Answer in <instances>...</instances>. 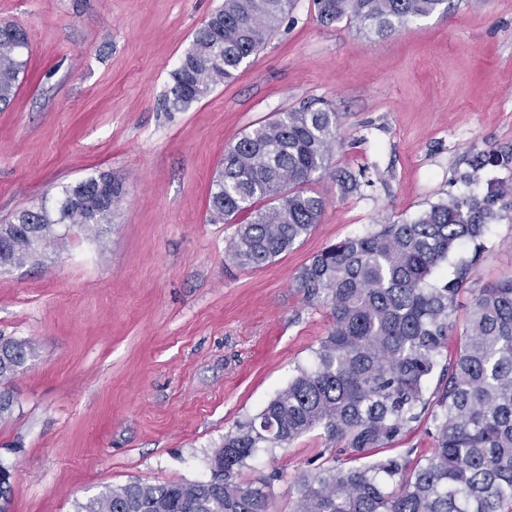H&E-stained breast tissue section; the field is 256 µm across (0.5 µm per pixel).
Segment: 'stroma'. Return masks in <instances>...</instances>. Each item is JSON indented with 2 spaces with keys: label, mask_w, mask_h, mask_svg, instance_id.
<instances>
[{
  "label": "stroma",
  "mask_w": 512,
  "mask_h": 512,
  "mask_svg": "<svg viewBox=\"0 0 512 512\" xmlns=\"http://www.w3.org/2000/svg\"><path fill=\"white\" fill-rule=\"evenodd\" d=\"M224 0H0L25 29L28 70L0 111V223L102 173L125 193L96 243L72 229L40 262L0 274V336L36 357L0 420L11 512H77L105 488L208 479L207 457L259 413L326 336L295 277L326 245L410 220L466 192L473 149L512 146V0H448L388 36L322 23L314 0L187 109L164 102L195 31ZM306 103L341 141L311 188L327 202L303 242L258 269L229 260L214 219L226 147ZM355 175L343 192L337 173ZM512 275V210L492 224L475 286ZM320 432L247 462L288 512L294 479L330 463Z\"/></svg>",
  "instance_id": "1"
}]
</instances>
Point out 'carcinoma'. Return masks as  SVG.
<instances>
[{"instance_id": "1", "label": "carcinoma", "mask_w": 512, "mask_h": 512, "mask_svg": "<svg viewBox=\"0 0 512 512\" xmlns=\"http://www.w3.org/2000/svg\"><path fill=\"white\" fill-rule=\"evenodd\" d=\"M320 20L358 23L369 33L397 31L410 20L448 11V0H315ZM292 0H224L195 33L172 73L167 102L185 109L217 83L233 79L288 15ZM26 32L0 24V108L13 101L26 69ZM337 118L305 104L281 112L224 150L209 207L231 223L246 216L227 245L241 267L260 268L311 234L326 201L309 188L336 149ZM461 181L471 186L488 165L512 170V146L472 154ZM109 174L61 187L49 209H23L0 224V251L15 266L36 262L30 249L64 239L59 224H83L95 240L112 222L98 187ZM512 186L468 191L430 204L412 220H385L362 236L324 247L299 270L298 292L329 311L330 330L288 385L262 410L224 434L209 457L211 476L110 487L78 512H275L272 479L240 480L247 460L319 431L335 445L330 466L295 480L288 512H512V276L466 289L492 222L503 217ZM442 286L432 272L460 249ZM471 302L456 353L440 357L456 325L459 296ZM37 356L28 340L0 338V419L11 414V388ZM434 395H427L434 374ZM427 419L432 452L392 447L410 424Z\"/></svg>"}]
</instances>
